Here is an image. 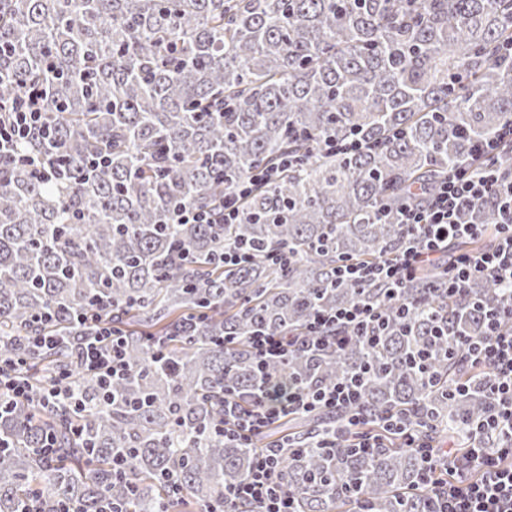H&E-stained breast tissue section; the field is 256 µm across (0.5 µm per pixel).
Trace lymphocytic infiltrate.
Instances as JSON below:
<instances>
[{
	"instance_id": "lymphocytic-infiltrate-1",
	"label": "lymphocytic infiltrate",
	"mask_w": 512,
	"mask_h": 512,
	"mask_svg": "<svg viewBox=\"0 0 512 512\" xmlns=\"http://www.w3.org/2000/svg\"><path fill=\"white\" fill-rule=\"evenodd\" d=\"M44 99L42 86L32 83L21 94L0 102V160L27 166L37 176L51 173L52 155L24 154L19 147L44 133ZM294 162L292 155L281 154L272 165L252 171L239 186L225 192L218 210L183 206L175 211L176 223L238 222L243 199ZM491 196L498 200V244L487 251L460 255L447 287L448 292L463 296L469 292L470 281L485 277L501 289L499 309L488 315L484 335L460 340L457 351L459 362L479 368L480 388L489 411L467 431L469 447L463 453L435 446L419 422L410 417L393 410L382 415L387 424L399 427L404 447L421 456L427 512H512V173L449 168L424 203L400 209L399 222L407 237L396 256L370 266L344 264L336 270L338 281L379 282L390 292H398L407 287L416 271L436 262L449 240L476 235L477 225L462 222L461 213L466 206ZM382 317V307L360 301L320 313L304 334L259 333L252 337L251 347L263 365L297 350L339 348L351 337L368 343L374 340ZM78 357L85 371L102 383H111L130 371L125 340L109 325L100 326L96 335L82 341ZM363 385L362 376L355 374L323 388L295 390L275 401L270 396V384L262 382L251 392L248 403L225 398L224 415L215 422L214 429L223 433L225 440L248 441L298 412L318 407L335 411L348 408L352 411L350 422L357 428L356 446L370 453L378 443L366 429L368 415L361 404ZM282 462L280 447L260 452L248 478L225 491L223 512H236L241 505L254 506L256 512H294L293 501L279 479Z\"/></svg>"
}]
</instances>
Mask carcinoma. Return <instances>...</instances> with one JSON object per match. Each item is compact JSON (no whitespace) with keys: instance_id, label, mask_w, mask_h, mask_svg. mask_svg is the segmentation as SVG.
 Segmentation results:
<instances>
[{"instance_id":"1","label":"carcinoma","mask_w":512,"mask_h":512,"mask_svg":"<svg viewBox=\"0 0 512 512\" xmlns=\"http://www.w3.org/2000/svg\"><path fill=\"white\" fill-rule=\"evenodd\" d=\"M512 0H0V71L47 92L50 136L24 149L54 152L65 179L38 180L0 164V358L19 363L33 400L0 411V512L38 499L47 512L220 510L250 473L256 448L214 431L224 396H244L258 373L251 337L305 332L313 317L358 300L388 306L368 345L270 362L280 390L364 372L375 416H415L437 439L485 410L479 371L461 370L460 339L479 337L498 286L442 290L443 269L418 272L392 302L380 285H331L341 263L370 264L405 241L397 209L454 166L470 140L512 119ZM232 101L228 112L205 103ZM356 131L369 147L322 150ZM109 145L108 166L83 161ZM296 163L242 203L237 224H170L176 204L211 208L283 153ZM495 241V208L472 214ZM252 242L251 259L221 260ZM285 249L291 263L272 252ZM96 312L126 339L131 374L102 395L78 345ZM54 314L52 323L38 318ZM41 331L61 337L29 346ZM71 376L85 407L41 406L52 374ZM349 413L313 411L261 443L287 439L281 482L296 512H425L421 461L398 435L371 454L322 447ZM59 452L45 464L44 436ZM129 454L117 474L116 455Z\"/></svg>"}]
</instances>
